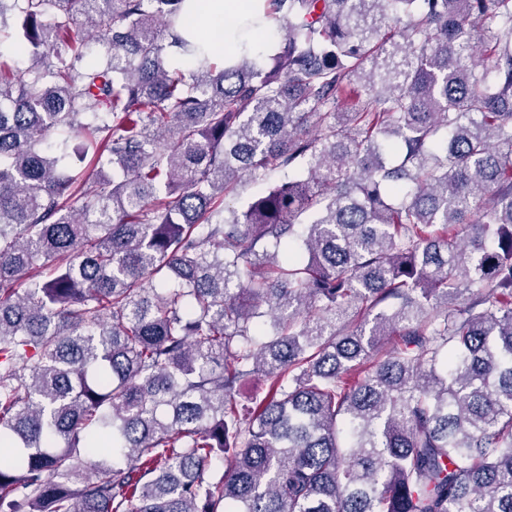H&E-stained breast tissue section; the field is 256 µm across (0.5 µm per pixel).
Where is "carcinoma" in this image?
<instances>
[{"instance_id": "obj_1", "label": "carcinoma", "mask_w": 512, "mask_h": 512, "mask_svg": "<svg viewBox=\"0 0 512 512\" xmlns=\"http://www.w3.org/2000/svg\"><path fill=\"white\" fill-rule=\"evenodd\" d=\"M265 2L0 0V512H512V0ZM264 1L189 0L188 2H193L190 7L197 18L194 31L196 37L211 43L217 42V46L225 58L235 55L237 40L232 32L236 21L242 16L258 10ZM214 32H217V37L214 36ZM281 32L272 24L265 22L249 36L250 56H259L268 52L280 39Z\"/></svg>"}]
</instances>
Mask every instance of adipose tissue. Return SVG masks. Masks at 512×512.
Returning a JSON list of instances; mask_svg holds the SVG:
<instances>
[{
	"label": "adipose tissue",
	"instance_id": "adipose-tissue-1",
	"mask_svg": "<svg viewBox=\"0 0 512 512\" xmlns=\"http://www.w3.org/2000/svg\"><path fill=\"white\" fill-rule=\"evenodd\" d=\"M264 0H192L197 18L195 35L205 41L216 42L224 55L237 52V40L232 30L242 16L262 7Z\"/></svg>",
	"mask_w": 512,
	"mask_h": 512
}]
</instances>
